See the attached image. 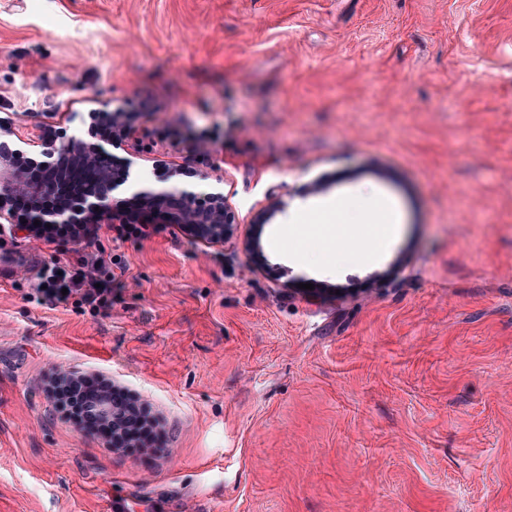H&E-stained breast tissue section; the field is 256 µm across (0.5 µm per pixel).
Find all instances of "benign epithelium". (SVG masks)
Wrapping results in <instances>:
<instances>
[{"label": "benign epithelium", "instance_id": "obj_1", "mask_svg": "<svg viewBox=\"0 0 512 512\" xmlns=\"http://www.w3.org/2000/svg\"><path fill=\"white\" fill-rule=\"evenodd\" d=\"M96 113L117 125L119 136H113L105 143L86 141L80 137L56 145L47 143L39 136H24L10 127L0 132L6 138V154L0 155V199H29L39 197L52 191L55 183L51 179L39 185H33L26 178L22 169L10 163L12 157H25L30 154L39 157L49 170L57 165L59 159L67 156L76 164L92 168L98 174V183L84 202V215L76 218L66 209H46L38 206L24 208L18 215L11 209L0 207V220L12 224L16 229L32 233L47 225L80 224H124L123 212L113 203V195L122 189L132 194L138 202L153 206L160 204L167 214L168 224H188L197 237L207 242H220L232 232L233 216L228 209L227 196L224 195V177L215 178L216 185L205 196H199L191 186L181 180L189 175L183 169H172L158 183L138 179H129L134 161L128 159L123 173L113 178L110 176L115 156L112 149L121 147L130 131L126 128L124 107L104 105Z\"/></svg>", "mask_w": 512, "mask_h": 512}]
</instances>
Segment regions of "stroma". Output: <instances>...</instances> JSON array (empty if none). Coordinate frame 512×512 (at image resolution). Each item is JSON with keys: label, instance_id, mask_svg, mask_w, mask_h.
Masks as SVG:
<instances>
[{"label": "stroma", "instance_id": "stroma-1", "mask_svg": "<svg viewBox=\"0 0 512 512\" xmlns=\"http://www.w3.org/2000/svg\"><path fill=\"white\" fill-rule=\"evenodd\" d=\"M131 107L133 176H213L234 234H0V512H512V0H0V123ZM384 199L373 258L300 214ZM126 268L41 304L47 263ZM158 420L115 450L50 393Z\"/></svg>", "mask_w": 512, "mask_h": 512}]
</instances>
